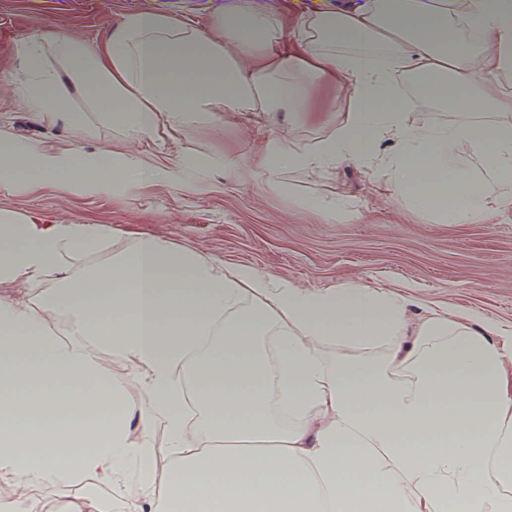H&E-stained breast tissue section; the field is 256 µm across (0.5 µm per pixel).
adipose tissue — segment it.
Wrapping results in <instances>:
<instances>
[{"label":"adipose tissue","instance_id":"1","mask_svg":"<svg viewBox=\"0 0 512 512\" xmlns=\"http://www.w3.org/2000/svg\"><path fill=\"white\" fill-rule=\"evenodd\" d=\"M15 52L13 97L41 125L82 142L107 123L127 148L57 154L0 129V189L92 195L205 170L206 155L171 161L168 140L286 110L332 118L310 144L267 143L270 184L353 161L437 221L512 207V0L135 11L94 48L33 33ZM398 75L455 119L408 122ZM1 281L24 288L0 295V512H43L38 487L80 489L64 512H512V330L155 234L116 250L108 225L36 211H0ZM113 352L131 380L111 376Z\"/></svg>","mask_w":512,"mask_h":512}]
</instances>
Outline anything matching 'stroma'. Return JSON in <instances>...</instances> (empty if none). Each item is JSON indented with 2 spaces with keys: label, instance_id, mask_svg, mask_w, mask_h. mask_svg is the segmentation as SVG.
Listing matches in <instances>:
<instances>
[{
  "label": "stroma",
  "instance_id": "obj_1",
  "mask_svg": "<svg viewBox=\"0 0 512 512\" xmlns=\"http://www.w3.org/2000/svg\"><path fill=\"white\" fill-rule=\"evenodd\" d=\"M237 0H0V87H19L24 66L11 54L15 38L63 32L95 45L128 12H177L206 19L234 9ZM327 114L294 121L277 114L265 131L237 121L191 126L169 143L170 154L220 148L248 159L266 139L309 143L326 131ZM0 124L17 137L57 153L76 144L68 129L42 128L29 109L0 110ZM360 212L357 221L333 216L337 201ZM0 210H37L73 223L108 224L112 246L147 231L178 245L250 264L303 288L353 280L414 296L421 303L465 308L512 328V210L493 224L436 223L409 210L400 192L375 195L364 167L347 162L314 174L283 173L271 186L263 174L224 166L149 185L129 182L108 194L47 188L33 195L0 190Z\"/></svg>",
  "mask_w": 512,
  "mask_h": 512
}]
</instances>
